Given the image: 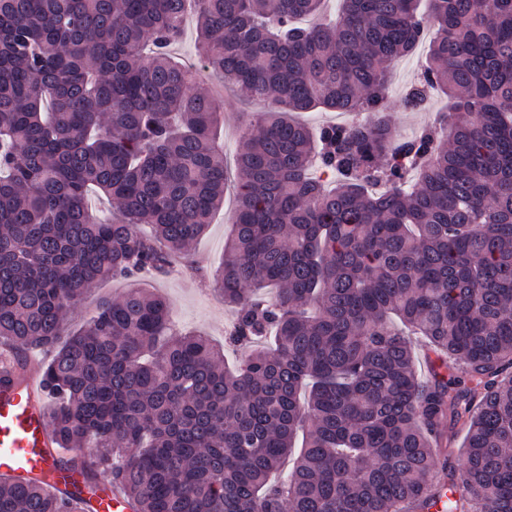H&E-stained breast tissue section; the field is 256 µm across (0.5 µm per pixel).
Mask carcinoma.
I'll return each instance as SVG.
<instances>
[{"mask_svg": "<svg viewBox=\"0 0 512 512\" xmlns=\"http://www.w3.org/2000/svg\"><path fill=\"white\" fill-rule=\"evenodd\" d=\"M323 2L195 0L204 69L269 106L231 175L219 102L170 52L186 0H0V345L51 352L63 470L133 512H428L445 489L447 512H512V0H339L298 23ZM425 41L402 104L436 91L448 112L407 136L387 74ZM312 111L376 120L292 117ZM231 188L229 368L144 281L193 267ZM111 279L127 291L67 332ZM0 512L94 505L0 476Z\"/></svg>", "mask_w": 512, "mask_h": 512, "instance_id": "obj_1", "label": "carcinoma"}]
</instances>
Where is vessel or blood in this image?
Returning a JSON list of instances; mask_svg holds the SVG:
<instances>
[{
    "label": "vessel or blood",
    "mask_w": 512,
    "mask_h": 512,
    "mask_svg": "<svg viewBox=\"0 0 512 512\" xmlns=\"http://www.w3.org/2000/svg\"><path fill=\"white\" fill-rule=\"evenodd\" d=\"M41 384L35 368L13 387L0 388V475L51 474L59 487L74 488L81 479L59 469L50 454L49 429L38 399Z\"/></svg>",
    "instance_id": "vessel-or-blood-1"
}]
</instances>
